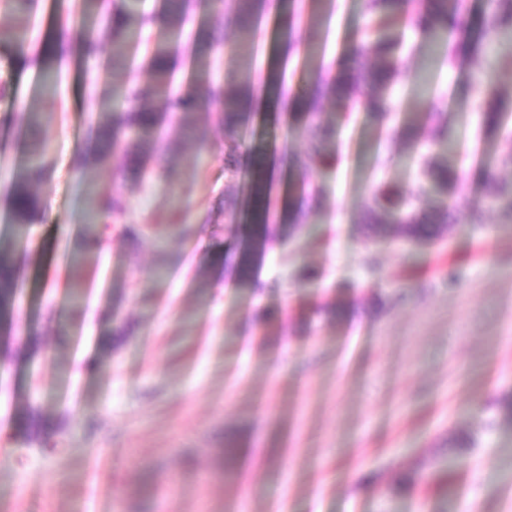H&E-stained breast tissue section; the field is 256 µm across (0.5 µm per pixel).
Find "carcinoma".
Here are the masks:
<instances>
[{
    "mask_svg": "<svg viewBox=\"0 0 512 512\" xmlns=\"http://www.w3.org/2000/svg\"><path fill=\"white\" fill-rule=\"evenodd\" d=\"M212 0H167L166 24L177 26L185 19L208 6ZM235 24L224 27V17L216 18L206 35L195 37L198 54H204L221 42L231 52H237L244 37L253 26L262 21L268 12L269 0H237ZM367 11L388 25L405 18L417 27L425 44L434 43L441 35L448 34V16L458 19L457 36L448 44V63L475 55L483 40L506 30L512 24V0H498L497 11L490 19L476 26L469 16L466 0H365ZM112 37V55L106 61V74L120 68L131 70L138 52L131 51V44L140 42L143 29L153 26L149 18L137 19L127 7V0H112V12L106 17ZM369 52L373 63L351 73L343 70L339 75L318 72L314 84L301 92L291 103V108L304 118L301 134L307 141L305 157L311 164L323 158L322 148L332 134L330 126L321 118L320 108L324 100L343 99L355 101L361 108L384 118L392 112L391 106L381 96V90L399 76L396 58V43L389 38H380ZM176 49L162 37L157 36L147 48L151 82L140 86L129 82L123 93L105 94L98 106V121L94 128L96 141H105L106 150H95L88 157L90 162H99L111 155L122 160L126 172L140 175L143 172L147 147L164 153L171 150L167 142L158 140L156 131L162 125L164 114L172 112L180 121L184 131H195L191 117L203 107V99L197 88H190L177 95L172 92L174 69L172 64ZM41 54L50 61L62 62L67 55V46L53 41L47 43ZM207 97L219 103V119L224 125V173L236 177L241 173L239 156L244 145V133L253 112L246 108L255 99V81L251 70L233 69L224 75L218 86L208 85ZM47 146L45 143L27 145L24 165L13 179L10 187L14 221L30 224L34 221L40 201L33 191L47 171ZM422 180L410 196L385 187L375 190L371 204L366 207L364 223L368 237L386 239L401 237L426 243L440 237L449 230L448 207H429L424 202L428 189L448 196L454 192L457 172L446 163L428 160L421 170ZM250 191L247 204L233 198L224 204V210L236 217L242 208L248 209L249 223L243 225V233L234 252L224 259L237 282L247 284L254 277L261 253L267 242L276 236H285L302 223L305 202L317 195L299 179L292 188L295 197L288 202V223L277 224L278 214L271 208L272 183L267 177V162L259 157L248 171ZM132 192L93 191L88 197L87 220L90 224H119L128 207ZM512 200V185L488 176L485 180L483 207L492 208L503 201ZM19 242L0 243V330H8L11 312L16 301L17 288L21 280Z\"/></svg>",
    "mask_w": 512,
    "mask_h": 512,
    "instance_id": "obj_1",
    "label": "carcinoma"
}]
</instances>
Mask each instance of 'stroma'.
Instances as JSON below:
<instances>
[{
	"mask_svg": "<svg viewBox=\"0 0 512 512\" xmlns=\"http://www.w3.org/2000/svg\"><path fill=\"white\" fill-rule=\"evenodd\" d=\"M254 40L261 78L279 71V29L308 37L321 22L324 70L335 72L375 38L362 0H272ZM29 45L0 37V240L25 238L24 293L11 340L0 346V512H512V208L453 223L437 243L372 244L360 224L373 185L410 194L424 160L460 177V213L482 200L483 175L502 166L512 141V66L490 70L502 44L431 70L432 101L418 88L421 40L394 28L402 79L385 89L399 114L392 134L376 117L327 101L336 128L328 160L305 178L319 194L303 226L270 242L256 284H237L215 256L240 239L224 196H246L224 178L218 105L197 114L204 138L176 120L161 126L170 155L150 156L126 222L85 226L88 188L125 190L118 158L88 164L89 127L108 84L111 37L104 10L39 0ZM84 23L98 40L68 47L54 94L42 90L38 51L57 22ZM206 12L167 30L181 47L174 73L193 78L188 35ZM494 85L509 119L483 122ZM448 114L456 150L431 143L430 106ZM43 112L32 136L48 143L49 174L35 188L34 224L13 222L9 187L25 160L18 133L29 108ZM280 108L249 125L253 152L303 156L305 139ZM180 209L183 224L170 221ZM36 413L51 434L13 431ZM480 439L459 463L458 430ZM237 444L226 466L225 439Z\"/></svg>",
	"mask_w": 512,
	"mask_h": 512,
	"instance_id": "stroma-1",
	"label": "stroma"
}]
</instances>
